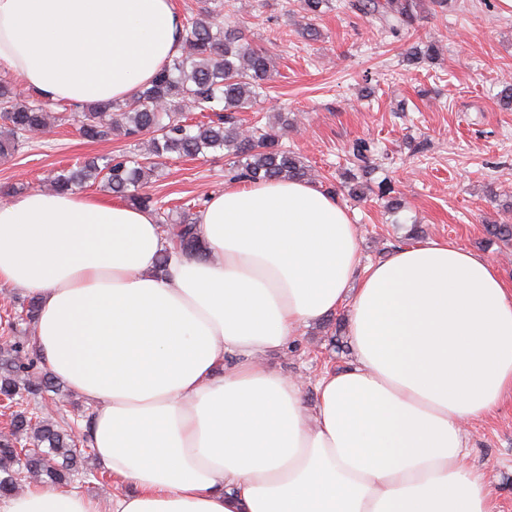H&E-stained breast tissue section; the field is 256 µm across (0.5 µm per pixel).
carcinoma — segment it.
<instances>
[{"label":"carcinoma","mask_w":512,"mask_h":512,"mask_svg":"<svg viewBox=\"0 0 512 512\" xmlns=\"http://www.w3.org/2000/svg\"><path fill=\"white\" fill-rule=\"evenodd\" d=\"M227 3L202 0L198 12L187 20L181 54L163 66L150 86L124 101L88 104L76 115L79 132L90 140L150 134L145 152L116 154L103 164L93 158L57 171L51 179L54 191L92 182L134 205L152 207L169 242L191 253L198 250L197 220L192 213L184 211L174 218L146 192L155 169L153 159L197 157L219 149L232 156L229 173L233 180L312 178L311 166L282 144L275 125L258 121L243 129L227 116L253 108L273 71L271 55L253 47L238 27L224 20ZM418 7L417 0H354L351 4L353 9L378 17L382 30L394 37L413 25ZM438 50L433 42L416 44L408 49L405 61L417 64L423 58H434ZM63 120L52 104L23 97L10 83L0 81L1 156L28 144L31 133ZM372 154L368 142L352 144V164L365 174ZM32 369L22 345L0 347V397L7 408H12L22 384L33 396L60 391L47 375L30 378ZM11 425L9 432L0 435L3 496L16 489L24 474L43 484L66 485L92 458L91 449H77L71 433L53 418L17 410L11 413ZM20 447L25 449L22 459Z\"/></svg>","instance_id":"obj_1"}]
</instances>
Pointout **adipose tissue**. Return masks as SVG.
I'll return each mask as SVG.
<instances>
[{"label":"adipose tissue","mask_w":512,"mask_h":512,"mask_svg":"<svg viewBox=\"0 0 512 512\" xmlns=\"http://www.w3.org/2000/svg\"><path fill=\"white\" fill-rule=\"evenodd\" d=\"M182 45L170 0H0V71L53 102L128 99ZM197 234L161 269L152 210L0 203V285L37 298L34 347L118 487L35 483L0 512H492L463 430L512 399V285L488 259L431 241L362 265L347 209L296 180L225 186ZM342 307L353 359L306 403L264 359Z\"/></svg>","instance_id":"obj_1"}]
</instances>
